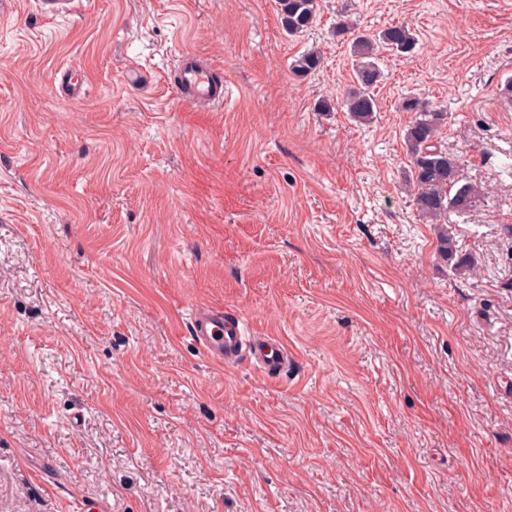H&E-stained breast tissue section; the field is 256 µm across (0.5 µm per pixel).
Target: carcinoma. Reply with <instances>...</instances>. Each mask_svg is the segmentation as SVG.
I'll return each instance as SVG.
<instances>
[{
    "label": "carcinoma",
    "mask_w": 512,
    "mask_h": 512,
    "mask_svg": "<svg viewBox=\"0 0 512 512\" xmlns=\"http://www.w3.org/2000/svg\"><path fill=\"white\" fill-rule=\"evenodd\" d=\"M277 10L284 29L290 35H297L312 27L318 4L317 0H277ZM381 44L408 52L415 38L403 26L387 28L376 39L361 32L351 38V52L356 58V84L347 91L343 106L359 123L370 122L378 111L373 88L380 79L378 50ZM320 63L321 57L316 52H306L294 59L291 70L303 76L317 70ZM402 108L412 113L404 136L411 164L412 203L420 216L435 224L441 257L448 261L452 270L464 275L473 268V260L458 253L448 224L451 215L463 212L478 200L480 190L460 183L458 159L437 146L445 114L413 98L403 101Z\"/></svg>",
    "instance_id": "cac0c4a2"
}]
</instances>
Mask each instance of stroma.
<instances>
[{
  "label": "stroma",
  "instance_id": "1",
  "mask_svg": "<svg viewBox=\"0 0 512 512\" xmlns=\"http://www.w3.org/2000/svg\"><path fill=\"white\" fill-rule=\"evenodd\" d=\"M342 20L417 38L382 50L366 126ZM188 52L222 105L172 85ZM509 77L512 0H319L296 36L275 0H10L0 512H512ZM407 98L447 112L438 142L486 191L451 226L473 273L411 202ZM196 305L287 367L213 359Z\"/></svg>",
  "mask_w": 512,
  "mask_h": 512
}]
</instances>
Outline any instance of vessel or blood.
<instances>
[{
    "mask_svg": "<svg viewBox=\"0 0 512 512\" xmlns=\"http://www.w3.org/2000/svg\"><path fill=\"white\" fill-rule=\"evenodd\" d=\"M178 89L193 105L220 103L224 91L215 82L209 63L184 54L178 65ZM191 334L212 357L233 365L242 356H250L266 373L280 369L288 358L286 344L272 336H251L241 316L220 308L199 306L191 311Z\"/></svg>",
    "mask_w": 512,
    "mask_h": 512,
    "instance_id": "b4317fda",
    "label": "vessel or blood"
}]
</instances>
